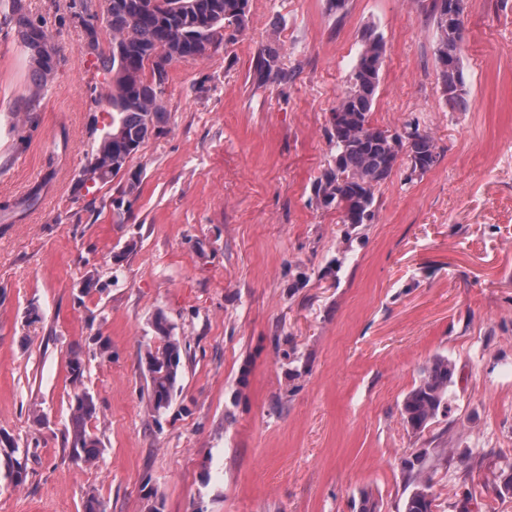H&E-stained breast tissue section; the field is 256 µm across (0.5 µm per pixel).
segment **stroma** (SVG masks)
I'll use <instances>...</instances> for the list:
<instances>
[{
  "instance_id": "obj_1",
  "label": "stroma",
  "mask_w": 512,
  "mask_h": 512,
  "mask_svg": "<svg viewBox=\"0 0 512 512\" xmlns=\"http://www.w3.org/2000/svg\"><path fill=\"white\" fill-rule=\"evenodd\" d=\"M27 4L63 61L36 91L0 30V512H84L91 493L109 512H360L366 492L403 512L418 448L442 453L435 512H512L495 493L512 473V0L467 2L462 111L441 92L432 0H249L234 41L171 65L168 122L130 162L143 182L123 215L112 186H75L110 107L74 0ZM368 27L386 43L372 123L418 120L439 158L414 179L398 159L354 228L315 186ZM269 45L285 82L256 78ZM160 310L187 352L155 417L141 358ZM76 347L92 465L65 444ZM440 355L451 410L416 435L402 403Z\"/></svg>"
}]
</instances>
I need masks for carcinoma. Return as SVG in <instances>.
I'll use <instances>...</instances> for the list:
<instances>
[{
    "label": "carcinoma",
    "instance_id": "cac0c4a2",
    "mask_svg": "<svg viewBox=\"0 0 512 512\" xmlns=\"http://www.w3.org/2000/svg\"><path fill=\"white\" fill-rule=\"evenodd\" d=\"M249 0H104L109 5V21L90 32L88 53L97 57L109 75L107 98L112 107L111 122L102 129L96 147L81 169L92 175V185L79 177L76 186L92 194L117 181L119 204L132 206L142 185V171L130 161L152 137L161 134L167 122L164 95L169 74L158 75L153 60L168 63L207 57L223 41H232L248 23ZM456 5L457 20L448 26L439 0H433L432 19L437 32L436 56L451 59V68L439 69L441 89L454 108L466 107L460 53L464 41L462 16L465 0H446ZM0 26L7 27L18 41L35 27L47 43H54L44 21L34 18L25 0H0ZM108 42L109 49L103 48ZM385 57L382 35L367 29L361 50L349 75V85L332 109L330 139L336 147L335 165L325 169L317 181V194L340 214L341 223L353 227L370 224L375 216V191L390 178L399 155L407 159V179L422 176L438 161L439 154L429 134L418 121L407 122L395 135L372 125L370 114L379 86ZM277 50L261 51L255 69L259 79H286L278 66ZM157 344L148 348L144 362L148 372L144 397L149 411L161 414L169 409L177 390L183 337L173 332L166 314L159 310L152 320ZM68 373L72 385L82 384L85 363L78 350L70 353ZM455 364L443 356L433 359L420 383L404 398L401 415L415 433H422L443 411L450 410L448 386ZM72 430L70 453L85 464H94L102 451L100 438L86 428L97 414L93 396L85 391L70 403ZM414 489L404 504V512H434L429 497L431 474L427 454L404 462Z\"/></svg>",
    "mask_w": 512,
    "mask_h": 512
}]
</instances>
